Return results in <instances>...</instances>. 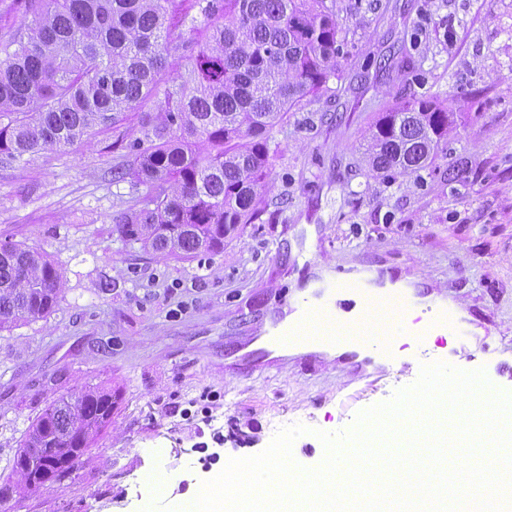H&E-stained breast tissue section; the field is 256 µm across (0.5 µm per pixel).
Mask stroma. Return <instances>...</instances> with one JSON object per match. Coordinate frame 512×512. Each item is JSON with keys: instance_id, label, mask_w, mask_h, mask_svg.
<instances>
[{"instance_id": "1", "label": "stroma", "mask_w": 512, "mask_h": 512, "mask_svg": "<svg viewBox=\"0 0 512 512\" xmlns=\"http://www.w3.org/2000/svg\"><path fill=\"white\" fill-rule=\"evenodd\" d=\"M337 21L343 76L272 130L263 211L223 253L162 258L113 234L137 193L113 180L106 134L0 162V245L44 250L64 274L49 317L0 332V486L18 482L16 442L53 401L88 385L114 395L89 460L62 484L0 500V512L175 507L294 424L308 429L294 462L320 466L319 432L347 431L419 370L366 377L332 356L292 355L243 376L232 351L334 269L369 263L423 302L447 299L475 336L457 365L487 343L486 376L512 394L496 368L512 364V0H338ZM407 86L436 96L455 125L421 177L382 180L362 144Z\"/></svg>"}]
</instances>
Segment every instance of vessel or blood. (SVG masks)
I'll return each mask as SVG.
<instances>
[{
  "label": "vessel or blood",
  "mask_w": 512,
  "mask_h": 512,
  "mask_svg": "<svg viewBox=\"0 0 512 512\" xmlns=\"http://www.w3.org/2000/svg\"><path fill=\"white\" fill-rule=\"evenodd\" d=\"M421 307L422 317L416 314ZM448 335L455 347H447ZM470 338L468 322L452 306L442 301L422 306L416 290L384 288L378 272L363 266L347 276L318 278L297 298L292 317L273 320L240 345L236 364L247 375L274 354L298 349L308 358L335 352L360 367L419 366L448 362Z\"/></svg>",
  "instance_id": "vessel-or-blood-1"
}]
</instances>
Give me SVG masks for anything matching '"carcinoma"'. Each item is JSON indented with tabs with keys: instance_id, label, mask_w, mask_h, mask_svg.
<instances>
[{
	"instance_id": "1",
	"label": "carcinoma",
	"mask_w": 512,
	"mask_h": 512,
	"mask_svg": "<svg viewBox=\"0 0 512 512\" xmlns=\"http://www.w3.org/2000/svg\"><path fill=\"white\" fill-rule=\"evenodd\" d=\"M336 0H196L207 40L186 26L183 0H24L25 28L0 43V159L60 150L96 130L129 161L116 181L145 188L140 207L115 218L120 239L162 257L224 250L258 219L274 153L270 133L294 107L329 90L344 38ZM194 60L171 76L173 40ZM164 100L142 108L160 85ZM140 113V136L126 122ZM454 113L424 93L398 97L370 125L369 170L420 174L448 143ZM63 287L48 256L0 248V331L47 317ZM112 390L87 386L53 402L18 442L15 492L60 483L112 422Z\"/></svg>"
}]
</instances>
